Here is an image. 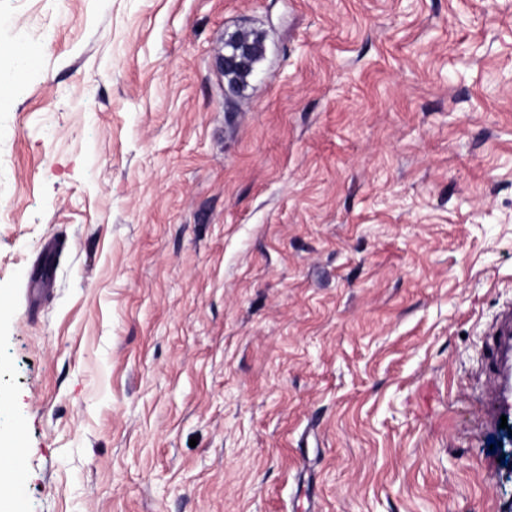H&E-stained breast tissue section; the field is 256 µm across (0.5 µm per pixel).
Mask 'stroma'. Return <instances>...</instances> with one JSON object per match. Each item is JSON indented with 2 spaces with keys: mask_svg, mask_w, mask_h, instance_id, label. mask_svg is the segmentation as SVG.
I'll use <instances>...</instances> for the list:
<instances>
[{
  "mask_svg": "<svg viewBox=\"0 0 512 512\" xmlns=\"http://www.w3.org/2000/svg\"><path fill=\"white\" fill-rule=\"evenodd\" d=\"M0 46L21 512H512V0H0ZM224 50H226L224 53V56H226L220 58L219 68L224 74V79L226 80L227 85L232 88L233 94L235 96H241L247 89L249 80L252 77L256 66L263 60L265 56L266 46L264 38L262 35L253 31L243 30L235 33L234 35H231L229 39L224 42ZM249 64L250 66L247 67ZM239 68L244 69L230 73L224 72V69L232 70ZM511 317L508 316L498 334V355L496 357L494 376L497 379V412L499 418L512 417V362L509 355L512 350Z\"/></svg>",
  "mask_w": 512,
  "mask_h": 512,
  "instance_id": "obj_1",
  "label": "stroma"
}]
</instances>
